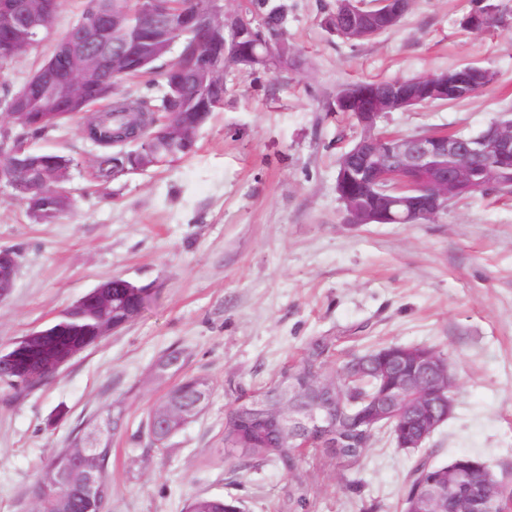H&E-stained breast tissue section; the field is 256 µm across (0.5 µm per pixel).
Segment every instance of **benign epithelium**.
<instances>
[{"instance_id": "1", "label": "benign epithelium", "mask_w": 512, "mask_h": 512, "mask_svg": "<svg viewBox=\"0 0 512 512\" xmlns=\"http://www.w3.org/2000/svg\"><path fill=\"white\" fill-rule=\"evenodd\" d=\"M225 0H204L205 11L214 20L200 42L202 62L191 79L202 89L198 111L224 96V70L254 60L275 62L283 41L279 37L258 36L254 27L239 19L238 13L224 8ZM348 22L339 33L351 40L376 27L381 19L360 11L361 3L352 0ZM170 0H140L139 35L136 52L115 38L127 29V15L118 10H105L69 29L59 39L55 56L29 79L15 94L13 111L0 121V131L30 118L31 101L39 98L52 109L63 96L72 103L83 100L88 89L105 68L111 70L117 86L127 72L142 65L171 46L173 30L184 36L197 28L198 9L195 0H181L177 10L169 9ZM48 0H0V23L4 25L10 44L19 49L48 29ZM488 79L481 70H464L453 78L428 76L398 83L389 82L363 90L353 98H336V108L348 110L359 105L357 117L364 127L360 143L348 154L336 180V192L349 219L354 224H415L423 217L435 216L458 195L488 186L512 184V121H494L477 137H454L446 132L420 135H385L376 131L384 114L396 109H409L422 96L443 97L451 89L460 91L480 86ZM163 136L176 156V149L191 136V130L180 119L171 116ZM125 166L112 170V177L140 172L152 165L153 156L121 153ZM483 159L477 167L474 159ZM64 165L58 158L48 160L23 146L3 152L0 144V185L17 191L31 185L30 176L38 177L34 189L65 194L55 187L53 171ZM370 182L380 192L377 205L361 198L355 184ZM20 259L12 250H0V302L14 288ZM92 305L99 312L101 336L125 325L114 317L113 296L97 286L81 297L75 306ZM14 365L13 372L33 378L43 370L58 373L69 359L32 366L34 358L26 350L6 357ZM381 389L368 399L369 422L388 425L397 415L423 419L426 431L408 449L421 447L436 428L452 414L455 381L447 360L433 352L416 347L400 348L378 367ZM327 415L317 405H292L277 411L275 431L295 441V447L308 448L322 429ZM190 420L185 412L178 417L162 415L151 420V430L168 438ZM70 467L79 471L90 495H98L99 449L88 446L71 448ZM406 512H503L500 488L488 464L474 458H457L446 465L433 467L431 476L416 488Z\"/></svg>"}]
</instances>
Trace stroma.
Wrapping results in <instances>:
<instances>
[{
    "instance_id": "1",
    "label": "stroma",
    "mask_w": 512,
    "mask_h": 512,
    "mask_svg": "<svg viewBox=\"0 0 512 512\" xmlns=\"http://www.w3.org/2000/svg\"><path fill=\"white\" fill-rule=\"evenodd\" d=\"M285 2L284 37L300 65L260 77L226 68L224 108L190 156L103 185L78 122L26 139L73 159L74 205L39 223L0 190V249L21 260L0 303V345L116 275L149 287L151 302L45 384L0 390V512H34L26 491L51 449L113 407L125 421L112 438L107 512H184L195 496L277 512L299 486V512H397L405 476L425 456L484 461L512 493V195L489 188L421 224L349 223L337 159L361 129L329 109L349 83L474 65L493 75L479 97L391 112L378 128L477 133L512 110V23L476 33L461 24L472 0H413L394 29L349 42L325 25L336 0ZM83 7L62 0L49 39L1 70L0 87L19 89ZM315 336L334 337L332 370L386 345L437 351L456 378L452 415L418 449L377 436L352 468L321 454L292 474L240 465L224 451L227 383L258 390ZM171 348L183 353L181 373L158 380L153 365ZM182 375L208 378L213 392L151 446L147 414Z\"/></svg>"
}]
</instances>
